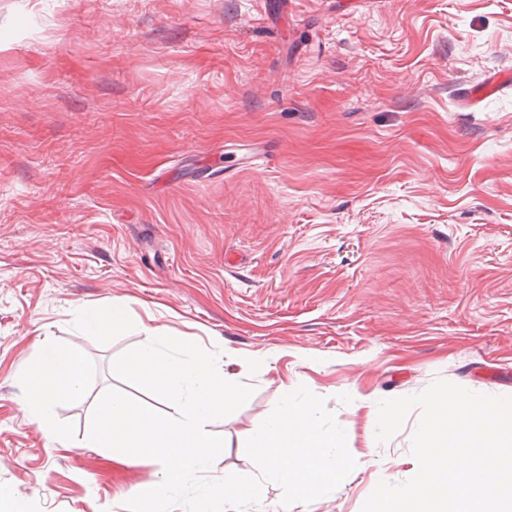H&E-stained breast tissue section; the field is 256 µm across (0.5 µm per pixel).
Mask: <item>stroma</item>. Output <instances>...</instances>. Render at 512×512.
Returning a JSON list of instances; mask_svg holds the SVG:
<instances>
[{
  "label": "stroma",
  "mask_w": 512,
  "mask_h": 512,
  "mask_svg": "<svg viewBox=\"0 0 512 512\" xmlns=\"http://www.w3.org/2000/svg\"><path fill=\"white\" fill-rule=\"evenodd\" d=\"M512 0H0V512H127L161 464L83 448L142 325L222 351L253 395L211 422L242 450L284 389L327 400L355 469L282 508L361 512L415 473L412 411L443 378L512 395ZM128 325L84 333L87 306ZM79 352L72 448L20 403L42 340ZM249 365H240V358Z\"/></svg>",
  "instance_id": "obj_1"
}]
</instances>
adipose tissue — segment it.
Instances as JSON below:
<instances>
[{
    "mask_svg": "<svg viewBox=\"0 0 512 512\" xmlns=\"http://www.w3.org/2000/svg\"><path fill=\"white\" fill-rule=\"evenodd\" d=\"M84 390V367L78 354L45 343L36 365L26 377V394L21 402L51 439L64 448L71 447V436L57 415L64 403L79 398Z\"/></svg>",
    "mask_w": 512,
    "mask_h": 512,
    "instance_id": "obj_1",
    "label": "adipose tissue"
}]
</instances>
